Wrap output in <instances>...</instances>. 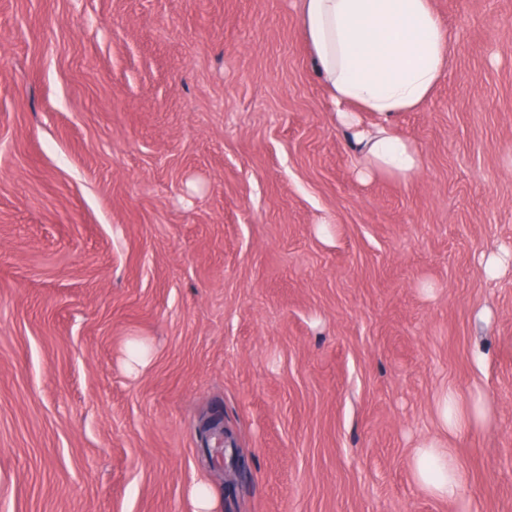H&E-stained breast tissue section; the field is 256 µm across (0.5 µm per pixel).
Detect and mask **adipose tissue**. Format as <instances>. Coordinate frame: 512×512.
I'll use <instances>...</instances> for the list:
<instances>
[{
	"label": "adipose tissue",
	"mask_w": 512,
	"mask_h": 512,
	"mask_svg": "<svg viewBox=\"0 0 512 512\" xmlns=\"http://www.w3.org/2000/svg\"><path fill=\"white\" fill-rule=\"evenodd\" d=\"M300 19L359 173L412 179L421 155L413 141L396 133L393 120L425 104L449 69V33L431 0H300ZM366 113L372 123L363 122ZM436 412L442 434L420 443L411 469L428 495L450 501L465 474L446 438L484 425L489 409L481 402L461 406L448 391Z\"/></svg>",
	"instance_id": "obj_1"
}]
</instances>
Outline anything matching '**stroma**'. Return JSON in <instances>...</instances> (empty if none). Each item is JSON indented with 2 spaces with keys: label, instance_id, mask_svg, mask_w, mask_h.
Returning <instances> with one entry per match:
<instances>
[{
  "label": "stroma",
  "instance_id": "35a3bbf8",
  "mask_svg": "<svg viewBox=\"0 0 512 512\" xmlns=\"http://www.w3.org/2000/svg\"><path fill=\"white\" fill-rule=\"evenodd\" d=\"M431 2L422 171L363 182L297 0H0V512H512V0ZM461 405L451 391L445 392L437 401L439 428L445 435H460L472 427L486 423L489 408L484 403L479 401L465 408ZM411 469L416 484L439 500H454L465 484V474L453 448L439 436L428 438L414 450Z\"/></svg>",
  "mask_w": 512,
  "mask_h": 512
}]
</instances>
